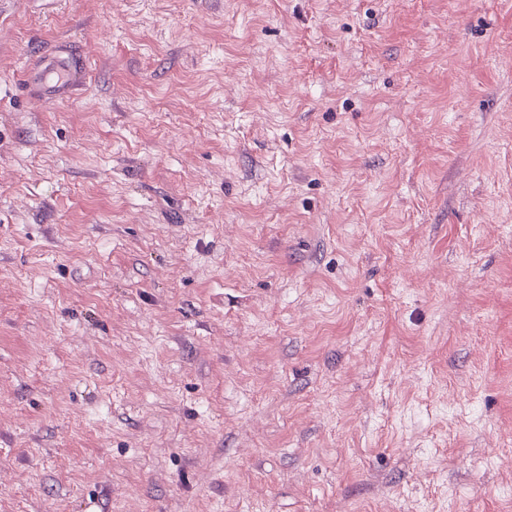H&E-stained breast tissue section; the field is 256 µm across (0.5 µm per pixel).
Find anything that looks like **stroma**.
I'll return each instance as SVG.
<instances>
[{"label": "stroma", "mask_w": 512, "mask_h": 512, "mask_svg": "<svg viewBox=\"0 0 512 512\" xmlns=\"http://www.w3.org/2000/svg\"><path fill=\"white\" fill-rule=\"evenodd\" d=\"M0 512H512V0H0ZM43 63L37 71L39 97H58L72 95L77 88L78 81L73 77L76 68L63 56L61 50H50L44 53Z\"/></svg>", "instance_id": "obj_1"}]
</instances>
